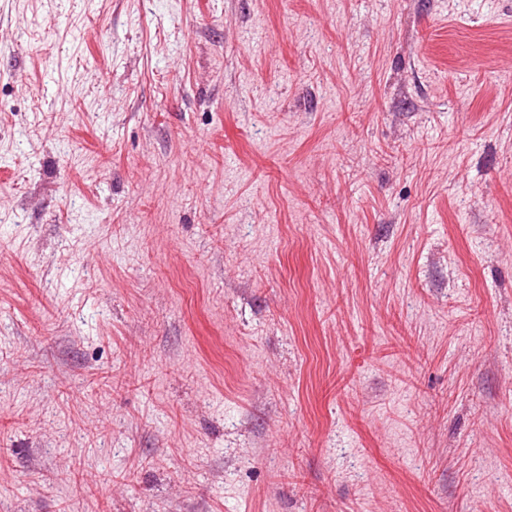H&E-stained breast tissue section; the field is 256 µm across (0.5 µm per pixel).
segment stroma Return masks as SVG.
<instances>
[{"label": "stroma", "mask_w": 512, "mask_h": 512, "mask_svg": "<svg viewBox=\"0 0 512 512\" xmlns=\"http://www.w3.org/2000/svg\"><path fill=\"white\" fill-rule=\"evenodd\" d=\"M0 512H512V0H0Z\"/></svg>", "instance_id": "stroma-1"}]
</instances>
